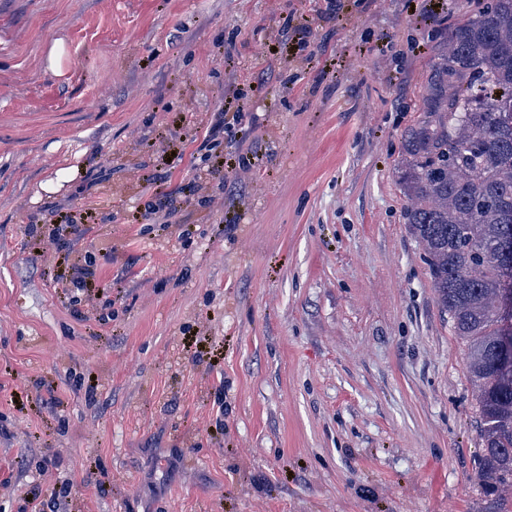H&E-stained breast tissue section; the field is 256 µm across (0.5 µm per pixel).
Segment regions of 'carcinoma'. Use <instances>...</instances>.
I'll use <instances>...</instances> for the list:
<instances>
[{
    "label": "carcinoma",
    "instance_id": "carcinoma-1",
    "mask_svg": "<svg viewBox=\"0 0 512 512\" xmlns=\"http://www.w3.org/2000/svg\"><path fill=\"white\" fill-rule=\"evenodd\" d=\"M435 58L424 120L404 134L405 220L466 345L484 496L512 499V359L501 358L500 296L512 279V0H475Z\"/></svg>",
    "mask_w": 512,
    "mask_h": 512
}]
</instances>
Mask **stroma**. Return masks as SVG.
<instances>
[{
    "label": "stroma",
    "mask_w": 512,
    "mask_h": 512,
    "mask_svg": "<svg viewBox=\"0 0 512 512\" xmlns=\"http://www.w3.org/2000/svg\"><path fill=\"white\" fill-rule=\"evenodd\" d=\"M474 9L0 0V512L65 487L68 512H488L466 347L400 185ZM50 204L96 211L66 266L27 233ZM87 263L100 294L70 305ZM230 112L231 106L229 104L224 105L223 103L217 107L216 111L214 112L213 120L208 127L204 137L203 144H205V146L210 145V141H217V137L219 136L221 130L224 131V126L229 125L231 120L235 121L240 116L238 109L232 112L231 118L229 117Z\"/></svg>",
    "instance_id": "35a3bbf8"
}]
</instances>
